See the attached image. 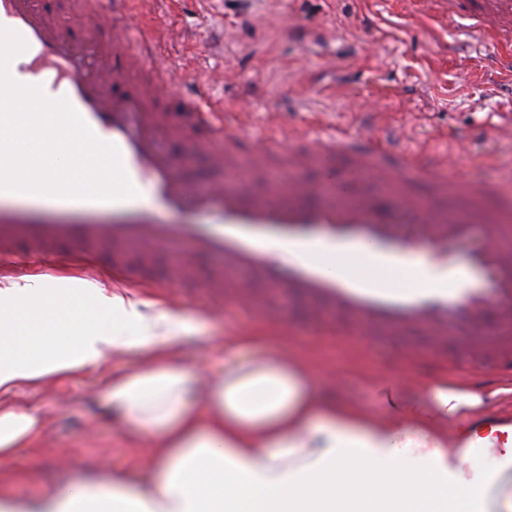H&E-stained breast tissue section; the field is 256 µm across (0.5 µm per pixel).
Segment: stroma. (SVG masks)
<instances>
[{
	"instance_id": "1",
	"label": "stroma",
	"mask_w": 512,
	"mask_h": 512,
	"mask_svg": "<svg viewBox=\"0 0 512 512\" xmlns=\"http://www.w3.org/2000/svg\"><path fill=\"white\" fill-rule=\"evenodd\" d=\"M166 22L163 37L172 47L162 57L184 62L189 82L182 94H161V105L176 109L183 98L203 97L233 112L244 103L266 137L308 121L320 134L354 131L369 112L398 148L461 158L463 174L487 183L512 179V79H490L475 34L423 15L417 0H183ZM73 253L66 247L21 258L15 271L0 274V288L36 276L75 278L89 290L81 302L90 311L98 296L122 295L184 325L189 339L181 358L195 374L217 376L230 358L254 355L251 347L225 354L224 344L257 319L243 309L224 315L200 296H185L180 282L166 277L167 254L150 264L129 260L117 273L106 255L79 262ZM280 320V335L312 363L323 391L339 388L367 404L371 388L342 374L349 362L396 376L415 367L398 347L373 352L368 339L350 342L344 319L334 334L316 339L302 308L285 310ZM139 362L135 348L111 353L102 365L0 397L44 422L37 442L8 463L7 490L28 498L103 471L141 482L149 441L101 394L112 375Z\"/></svg>"
}]
</instances>
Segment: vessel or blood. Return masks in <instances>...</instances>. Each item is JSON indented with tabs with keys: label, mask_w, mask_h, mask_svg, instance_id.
Wrapping results in <instances>:
<instances>
[{
	"label": "vessel or blood",
	"mask_w": 512,
	"mask_h": 512,
	"mask_svg": "<svg viewBox=\"0 0 512 512\" xmlns=\"http://www.w3.org/2000/svg\"><path fill=\"white\" fill-rule=\"evenodd\" d=\"M141 2L94 0L93 8L126 20L139 14ZM444 9L449 20L487 39L492 71L512 75V0H482L475 12L463 0H445ZM0 26L28 45L11 74H27L28 84L49 98H67L99 139L118 147L137 191L113 202L31 194L25 210L2 208L8 195L0 192V261L17 245L44 257L76 243L86 256L111 254L118 267L126 255L148 258L174 245V279H187L196 258L215 259L221 276L208 299L224 307L258 306L277 316L276 305L260 304L253 293L259 284L306 303L318 328L333 327L339 315L361 330L416 329L432 359L453 337L466 357L512 371V197L412 154L390 153L372 130L313 139L299 132L252 149L250 123L225 119L223 107L208 100H187L181 119H174L156 107V89L184 75L153 66L154 30L141 33L134 53L125 40L101 41L91 25L82 41H69L35 0H0ZM204 123L211 128L210 159L225 176L194 193L182 172ZM172 128L189 146L179 159L154 138ZM273 157L284 160L282 177L258 194L238 188ZM308 168L320 169L321 178L299 183L289 176ZM423 177L452 205L417 196L413 184ZM158 200L211 220L159 223ZM475 270L497 280L494 296L471 287Z\"/></svg>",
	"instance_id": "obj_1"
}]
</instances>
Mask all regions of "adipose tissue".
Wrapping results in <instances>:
<instances>
[{
	"label": "adipose tissue",
	"mask_w": 512,
	"mask_h": 512,
	"mask_svg": "<svg viewBox=\"0 0 512 512\" xmlns=\"http://www.w3.org/2000/svg\"><path fill=\"white\" fill-rule=\"evenodd\" d=\"M59 282L0 289V394L138 348L144 363L103 389L111 409L160 432L150 481L94 477L34 498L0 494V512H512V423L493 390L447 377L385 382L373 404L323 394L291 347L207 380L180 361L179 324L114 295L94 313ZM41 420L0 406V462ZM493 458L487 471L482 459Z\"/></svg>",
	"instance_id": "ef3b65f1"
}]
</instances>
